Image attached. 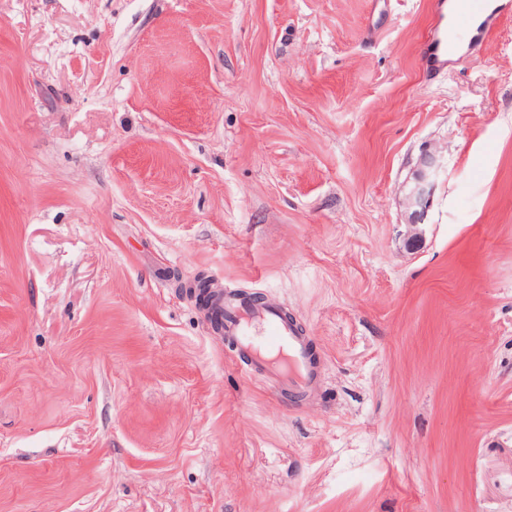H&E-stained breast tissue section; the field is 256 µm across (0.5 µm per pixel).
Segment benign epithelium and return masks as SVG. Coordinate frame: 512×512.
Here are the masks:
<instances>
[{"label":"benign epithelium","mask_w":512,"mask_h":512,"mask_svg":"<svg viewBox=\"0 0 512 512\" xmlns=\"http://www.w3.org/2000/svg\"><path fill=\"white\" fill-rule=\"evenodd\" d=\"M445 172L441 151L435 146H426L408 181L403 199L408 214L407 242L411 246L417 245L423 237V225L434 192Z\"/></svg>","instance_id":"obj_1"}]
</instances>
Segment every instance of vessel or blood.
Listing matches in <instances>:
<instances>
[{"mask_svg":"<svg viewBox=\"0 0 512 512\" xmlns=\"http://www.w3.org/2000/svg\"><path fill=\"white\" fill-rule=\"evenodd\" d=\"M433 7L435 25L423 53L429 72L445 69L460 52L459 45L448 36L447 19L476 20V35L484 38L512 13V0H433ZM207 317L216 323L226 343L250 356L252 372L275 390L305 397L319 390L322 375L311 341L296 323L288 321L275 301L222 294L212 301Z\"/></svg>","mask_w":512,"mask_h":512,"instance_id":"obj_1","label":"vessel or blood"}]
</instances>
